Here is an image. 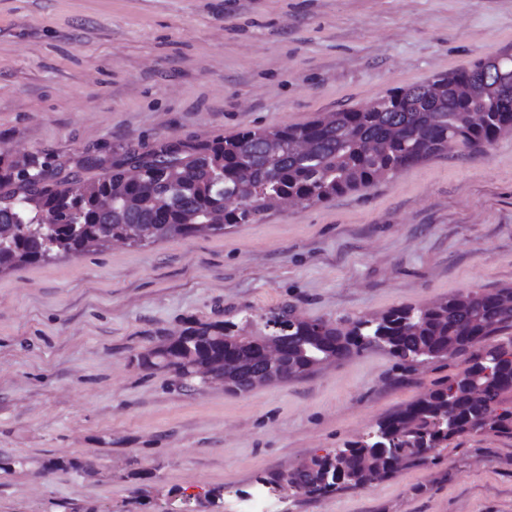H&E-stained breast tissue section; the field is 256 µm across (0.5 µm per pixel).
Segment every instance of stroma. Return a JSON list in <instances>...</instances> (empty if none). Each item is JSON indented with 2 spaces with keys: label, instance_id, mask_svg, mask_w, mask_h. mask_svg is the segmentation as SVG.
I'll use <instances>...</instances> for the list:
<instances>
[{
  "label": "stroma",
  "instance_id": "stroma-1",
  "mask_svg": "<svg viewBox=\"0 0 512 512\" xmlns=\"http://www.w3.org/2000/svg\"><path fill=\"white\" fill-rule=\"evenodd\" d=\"M512 54V0H0V152L67 167L129 143L306 123ZM512 288V133L327 203L0 272V512H512V437L472 432L367 488L271 479L462 371L379 348L234 393L143 364L195 323L310 321ZM80 460L75 474L43 468ZM222 489L220 505L208 493Z\"/></svg>",
  "mask_w": 512,
  "mask_h": 512
}]
</instances>
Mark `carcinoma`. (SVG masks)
<instances>
[{
    "mask_svg": "<svg viewBox=\"0 0 512 512\" xmlns=\"http://www.w3.org/2000/svg\"><path fill=\"white\" fill-rule=\"evenodd\" d=\"M440 98L429 83L398 88L377 100L372 111L331 112L301 125L248 129L214 139L173 138L154 146L129 144L111 158H87L76 169L0 157V268L77 254L138 228L133 246L224 226L256 224L268 202L296 197L323 203L384 180L397 171L451 150L482 153L512 131V87L497 85L479 61L469 69L437 76ZM484 93L489 111L470 115L472 92ZM307 149H293L296 140ZM139 170L131 179L130 169ZM102 176L82 181L81 171ZM83 183V191L73 184ZM248 183L262 201L249 206L238 188ZM47 213L48 229L39 222ZM240 324H202L184 329L185 340L159 351L154 366L175 370L199 383L197 365L225 368L231 389L244 392L263 366V346L244 335ZM512 326V289L468 291L425 307L403 306L367 319L338 323L306 321L281 309L264 323L269 336H289L286 380L301 379L324 362L380 347L411 367L415 363L465 352ZM471 430L512 436V338L486 347L460 373L424 398L382 419L374 437L352 442L334 455L312 459L279 480L306 494L335 487L364 488L393 474L398 459L415 458ZM48 470L79 471L75 460L49 458Z\"/></svg>",
    "mask_w": 512,
    "mask_h": 512,
    "instance_id": "1",
    "label": "carcinoma"
}]
</instances>
